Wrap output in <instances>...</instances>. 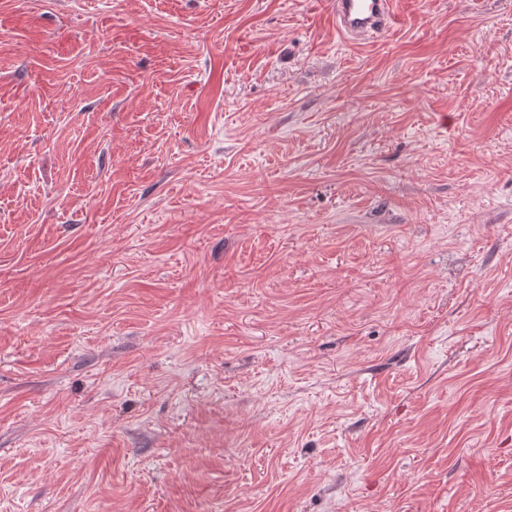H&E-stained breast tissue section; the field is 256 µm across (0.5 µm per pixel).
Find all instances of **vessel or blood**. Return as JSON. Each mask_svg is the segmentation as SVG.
<instances>
[{
	"mask_svg": "<svg viewBox=\"0 0 512 512\" xmlns=\"http://www.w3.org/2000/svg\"><path fill=\"white\" fill-rule=\"evenodd\" d=\"M394 0H332L337 28L353 39L388 32L396 22Z\"/></svg>",
	"mask_w": 512,
	"mask_h": 512,
	"instance_id": "vessel-or-blood-1",
	"label": "vessel or blood"
}]
</instances>
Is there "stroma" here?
<instances>
[{
	"label": "stroma",
	"instance_id": "35a3bbf8",
	"mask_svg": "<svg viewBox=\"0 0 512 512\" xmlns=\"http://www.w3.org/2000/svg\"><path fill=\"white\" fill-rule=\"evenodd\" d=\"M0 0V512H512V0ZM394 0H333L337 28L353 39L371 38L388 32L396 23Z\"/></svg>",
	"mask_w": 512,
	"mask_h": 512
}]
</instances>
